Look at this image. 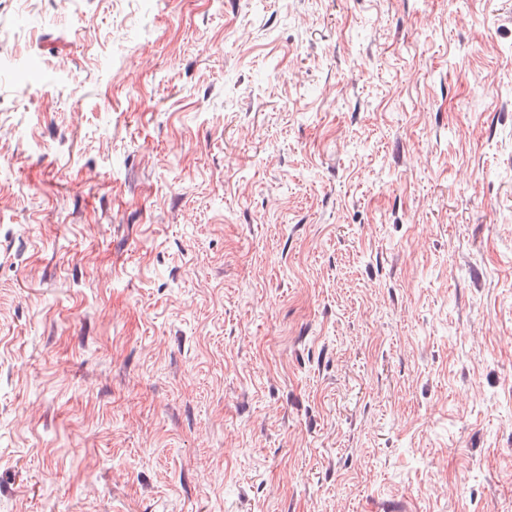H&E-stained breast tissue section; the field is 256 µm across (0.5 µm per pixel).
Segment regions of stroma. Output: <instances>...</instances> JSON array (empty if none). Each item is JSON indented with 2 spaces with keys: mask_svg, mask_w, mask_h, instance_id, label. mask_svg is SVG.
Instances as JSON below:
<instances>
[{
  "mask_svg": "<svg viewBox=\"0 0 512 512\" xmlns=\"http://www.w3.org/2000/svg\"><path fill=\"white\" fill-rule=\"evenodd\" d=\"M0 512H512V0H0Z\"/></svg>",
  "mask_w": 512,
  "mask_h": 512,
  "instance_id": "1",
  "label": "stroma"
}]
</instances>
